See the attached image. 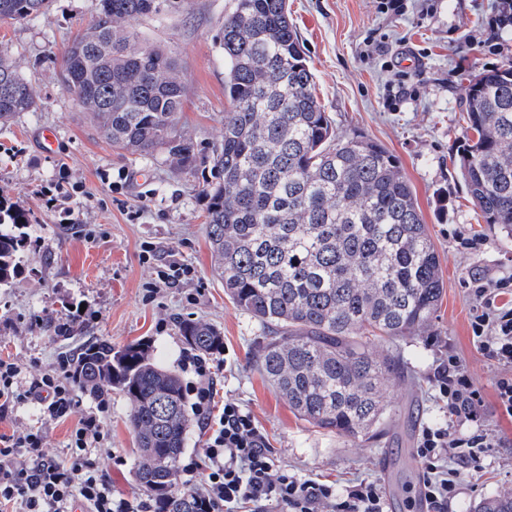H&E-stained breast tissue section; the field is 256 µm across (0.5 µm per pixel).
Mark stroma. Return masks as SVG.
Segmentation results:
<instances>
[{
    "label": "stroma",
    "instance_id": "35a3bbf8",
    "mask_svg": "<svg viewBox=\"0 0 512 512\" xmlns=\"http://www.w3.org/2000/svg\"><path fill=\"white\" fill-rule=\"evenodd\" d=\"M421 3L408 0L407 13L396 17L380 13L376 0H288L318 102L338 135L373 139L395 156L441 260L444 293L432 326L398 340L409 380L387 389V425L368 441L339 438L303 421L260 375L255 359L266 331L232 303L212 273L201 192L208 169L181 170L161 149L131 155L113 148L65 90L62 56L95 20L99 0H53L30 20L0 21V53L12 59L37 100L35 111L0 126V196L31 214L28 233L35 242L18 276L0 287V359L21 370L14 399L0 405V438L21 437L38 425L45 453L65 458L79 418L98 401L76 393L71 415L39 423L32 378L97 339L116 347L148 342L158 362L182 370L188 350L175 325L181 317L222 332L226 365L215 375V402L235 401L252 414L277 473L329 480L341 490L375 481L388 512H417L423 475L417 437L423 426L446 420L436 374L456 355L483 394L489 433L504 445L479 467L464 469L448 512H472L484 497L512 495V419L495 410L499 367L472 344L468 291L477 276L492 283L512 279V238L485 223L456 167L466 135V88L476 74L512 57V34L494 38L485 27L499 0H438L425 18ZM231 6L232 0H189L186 9L138 23L143 37L173 53L186 89L176 129L202 156L221 143L223 117L232 109L224 93L228 64L217 40ZM400 69L414 90L406 99L393 94ZM46 128L58 134L52 154L39 142ZM61 180L70 197L47 207L45 196L55 194ZM148 242L155 254L147 259L142 247ZM173 263L192 268L191 279L148 292L157 270ZM73 315L78 321L66 336L34 325L38 316L60 324ZM108 402L96 450L100 469L114 495L142 498L129 404L118 392Z\"/></svg>",
    "mask_w": 512,
    "mask_h": 512
}]
</instances>
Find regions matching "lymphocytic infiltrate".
Instances as JSON below:
<instances>
[{
  "label": "lymphocytic infiltrate",
  "mask_w": 512,
  "mask_h": 512,
  "mask_svg": "<svg viewBox=\"0 0 512 512\" xmlns=\"http://www.w3.org/2000/svg\"><path fill=\"white\" fill-rule=\"evenodd\" d=\"M508 281L490 286L473 279L469 291L475 300L471 317L472 342L501 368L495 382L496 404L512 418V306L498 304ZM197 377L189 388L194 408L207 432V446L192 469L202 470L204 483L196 495L204 512H386L377 483L362 481L337 492L330 481L274 475V457L263 430L235 402H225L219 415L210 405L216 393L214 366L206 358L188 359ZM438 402L448 415L442 426H426L416 445L425 468L420 495L430 512H448L459 493L460 471L477 464L500 442L485 428L484 399L456 356L437 369ZM29 390L44 417L55 420L74 408V385L67 356L55 371L31 381ZM103 437L97 413L80 418L71 435L67 457L52 459L43 451V432L34 428L20 440L0 447V512H153L150 500L131 501L114 496L92 455Z\"/></svg>",
  "instance_id": "lymphocytic-infiltrate-1"
}]
</instances>
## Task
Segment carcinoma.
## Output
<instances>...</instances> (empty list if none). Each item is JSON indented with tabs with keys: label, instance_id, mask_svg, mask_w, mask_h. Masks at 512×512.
Masks as SVG:
<instances>
[{
	"label": "carcinoma",
	"instance_id": "carcinoma-1",
	"mask_svg": "<svg viewBox=\"0 0 512 512\" xmlns=\"http://www.w3.org/2000/svg\"><path fill=\"white\" fill-rule=\"evenodd\" d=\"M188 0H99L95 21L66 49L62 73L112 146L157 149L192 172L209 164L207 238L224 293L269 330L256 365L302 420L348 440H368L386 420L383 392L406 382L392 346L432 321L444 283L437 248L396 158L363 137L336 135L315 96L287 0H233L219 45L229 64L224 139L198 158L175 134L185 86L161 47L134 23ZM51 0H0V18L25 20ZM462 180L485 223L512 236V64L479 73L466 89ZM36 98L0 56V124L34 111ZM29 221L0 200V285L30 244ZM190 350L224 352L218 328L178 322ZM75 385L94 398L128 400L143 462L135 472L154 512H198L179 488L188 432L178 374L144 343L90 344L71 360ZM474 512H512V497L482 498Z\"/></svg>",
	"mask_w": 512,
	"mask_h": 512
}]
</instances>
